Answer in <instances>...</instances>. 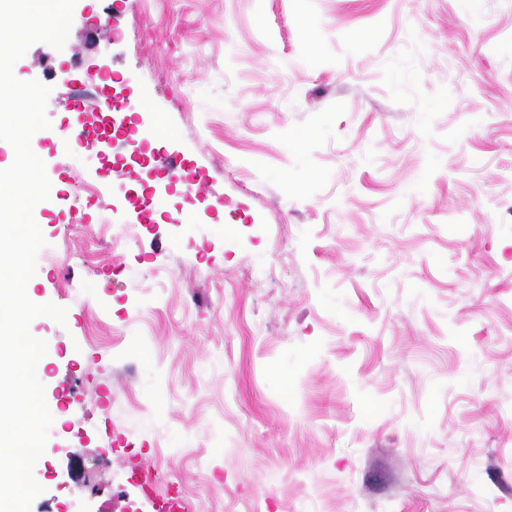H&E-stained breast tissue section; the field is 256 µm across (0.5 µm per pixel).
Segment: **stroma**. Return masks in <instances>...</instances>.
<instances>
[{"instance_id":"obj_1","label":"stroma","mask_w":512,"mask_h":512,"mask_svg":"<svg viewBox=\"0 0 512 512\" xmlns=\"http://www.w3.org/2000/svg\"><path fill=\"white\" fill-rule=\"evenodd\" d=\"M104 69L210 186L143 216L67 141ZM58 97L31 512H512V0H76L13 66ZM112 199L111 215L99 202ZM131 479L135 481L146 496L157 501L158 512H190L191 508L181 491L168 489L164 494L157 490V480L150 467L136 465L131 469Z\"/></svg>"}]
</instances>
